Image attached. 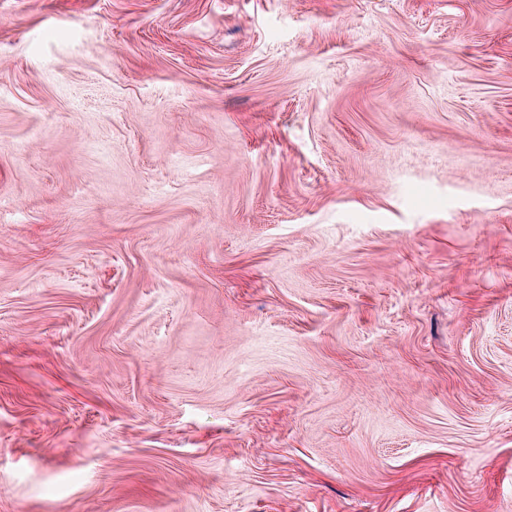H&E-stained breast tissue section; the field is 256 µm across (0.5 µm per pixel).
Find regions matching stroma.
<instances>
[{"instance_id":"35a3bbf8","label":"stroma","mask_w":512,"mask_h":512,"mask_svg":"<svg viewBox=\"0 0 512 512\" xmlns=\"http://www.w3.org/2000/svg\"><path fill=\"white\" fill-rule=\"evenodd\" d=\"M0 512H512V0H0Z\"/></svg>"}]
</instances>
